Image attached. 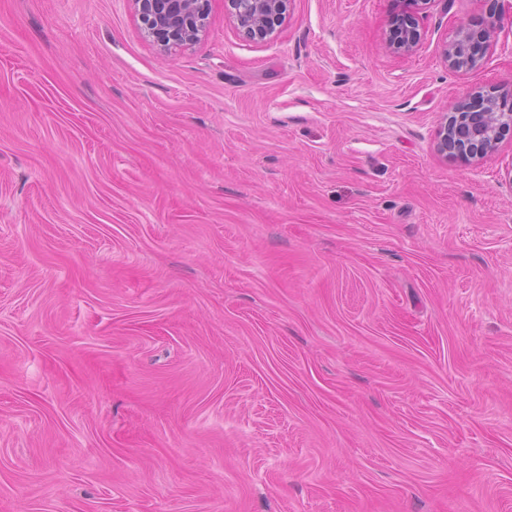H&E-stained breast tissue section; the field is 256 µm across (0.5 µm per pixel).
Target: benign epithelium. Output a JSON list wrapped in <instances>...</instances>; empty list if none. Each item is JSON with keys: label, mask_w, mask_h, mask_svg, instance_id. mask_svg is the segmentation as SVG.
<instances>
[{"label": "benign epithelium", "mask_w": 512, "mask_h": 512, "mask_svg": "<svg viewBox=\"0 0 512 512\" xmlns=\"http://www.w3.org/2000/svg\"><path fill=\"white\" fill-rule=\"evenodd\" d=\"M144 24L146 36L162 48L191 44L207 30L210 0H129ZM236 28L249 39L265 40L282 22L292 0H227ZM436 0H399L400 9L387 33L390 48L404 53L421 40L416 14ZM497 22L479 20L456 29L442 56L448 68L469 72L480 68L494 42ZM512 129V90L496 87L464 95L435 134L438 153L479 161L493 153L506 130Z\"/></svg>", "instance_id": "benign-epithelium-1"}]
</instances>
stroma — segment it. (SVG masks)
Instances as JSON below:
<instances>
[{
    "instance_id": "35a3bbf8",
    "label": "stroma",
    "mask_w": 512,
    "mask_h": 512,
    "mask_svg": "<svg viewBox=\"0 0 512 512\" xmlns=\"http://www.w3.org/2000/svg\"><path fill=\"white\" fill-rule=\"evenodd\" d=\"M398 8L0 0V512H512V133L434 149L512 0ZM146 36L162 48L191 44L207 30L210 0H129ZM236 28L249 39L265 40L282 22L292 0H227ZM400 9L394 16L387 33L386 42L390 48L404 53L415 50L421 40L416 14L418 10L427 8V5L436 0H399ZM490 18L460 27L446 40L442 56L450 70L469 72L482 66L497 28L496 20Z\"/></svg>"
}]
</instances>
